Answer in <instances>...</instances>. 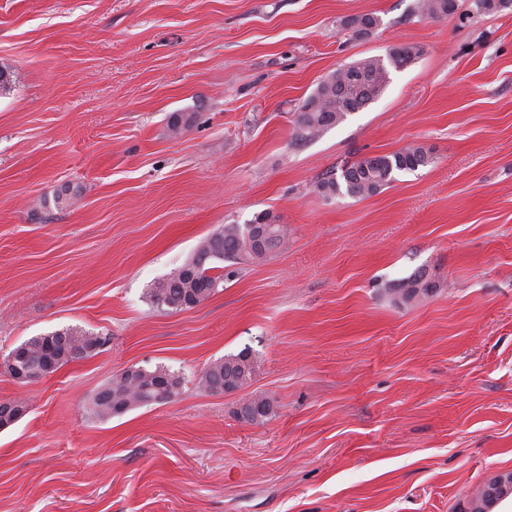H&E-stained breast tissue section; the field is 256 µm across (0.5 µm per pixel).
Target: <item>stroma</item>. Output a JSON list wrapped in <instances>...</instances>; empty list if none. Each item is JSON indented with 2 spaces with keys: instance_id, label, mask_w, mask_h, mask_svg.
Segmentation results:
<instances>
[{
  "instance_id": "obj_1",
  "label": "stroma",
  "mask_w": 512,
  "mask_h": 512,
  "mask_svg": "<svg viewBox=\"0 0 512 512\" xmlns=\"http://www.w3.org/2000/svg\"><path fill=\"white\" fill-rule=\"evenodd\" d=\"M414 0H0V354L68 328L93 357L0 401V512H465L512 472V13L408 20ZM380 23L355 39L340 21ZM396 44L383 95L306 141L319 81ZM195 123L169 137L172 113ZM432 163L368 198L330 171L411 143ZM68 188L71 202L49 201ZM288 227L196 307L146 293L223 224ZM426 269L438 290L394 303ZM251 348L246 388L197 384ZM168 367L171 402L110 419L92 396ZM272 399L261 424L246 398ZM272 410L269 400L262 397H253L243 403L237 413L240 419L260 424L270 417ZM27 403L21 399L0 402V429L4 430L18 420L27 412Z\"/></svg>"
}]
</instances>
